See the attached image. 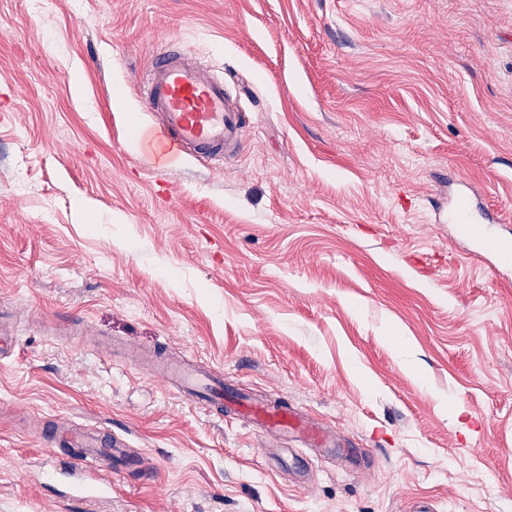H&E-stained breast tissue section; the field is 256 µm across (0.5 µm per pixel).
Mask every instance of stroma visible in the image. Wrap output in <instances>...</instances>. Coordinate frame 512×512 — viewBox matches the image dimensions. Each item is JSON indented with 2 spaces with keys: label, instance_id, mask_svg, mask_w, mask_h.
<instances>
[{
  "label": "stroma",
  "instance_id": "obj_1",
  "mask_svg": "<svg viewBox=\"0 0 512 512\" xmlns=\"http://www.w3.org/2000/svg\"><path fill=\"white\" fill-rule=\"evenodd\" d=\"M171 48L251 114L221 165L158 158ZM462 192L512 239V0H0V512H512V255L465 261ZM140 346L339 449L208 415ZM52 418L140 467L60 498ZM467 199L464 195L460 196L455 207H451L449 210L439 209V219L449 224H494V219L488 214L481 215L480 218H476L470 211H467Z\"/></svg>",
  "mask_w": 512,
  "mask_h": 512
}]
</instances>
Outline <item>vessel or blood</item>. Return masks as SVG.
Returning <instances> with one entry per match:
<instances>
[{
	"label": "vessel or blood",
	"instance_id": "obj_1",
	"mask_svg": "<svg viewBox=\"0 0 512 512\" xmlns=\"http://www.w3.org/2000/svg\"><path fill=\"white\" fill-rule=\"evenodd\" d=\"M146 106L155 118L164 140L192 159L223 160L236 155L250 115L230 94L221 78L213 76L178 50H169L148 67L143 76ZM439 218L450 224L472 225V235L484 240L489 215L473 216L466 198L455 207L442 209ZM168 385L180 395L203 405L213 415L246 419L264 434L296 431L313 448H331L335 442L327 431L310 422L294 408L269 401L242 398L228 393L221 376L181 362H162ZM52 442L58 448L77 449L78 463L67 487L68 495L87 499L103 497L106 484L87 481L83 472L102 453L98 434L70 425L56 428Z\"/></svg>",
	"mask_w": 512,
	"mask_h": 512
}]
</instances>
